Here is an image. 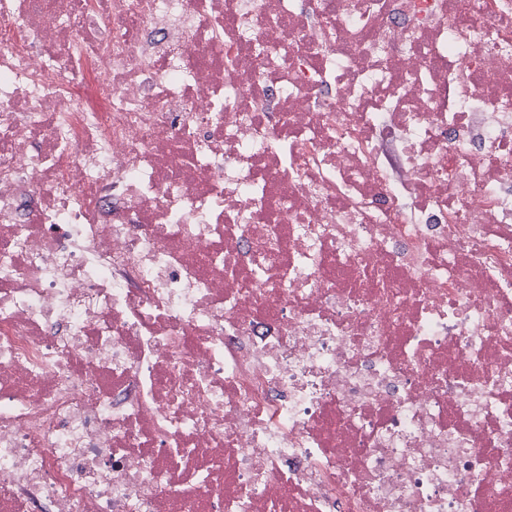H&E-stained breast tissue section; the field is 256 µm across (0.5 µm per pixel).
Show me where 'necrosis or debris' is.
Masks as SVG:
<instances>
[{
    "label": "necrosis or debris",
    "mask_w": 512,
    "mask_h": 512,
    "mask_svg": "<svg viewBox=\"0 0 512 512\" xmlns=\"http://www.w3.org/2000/svg\"><path fill=\"white\" fill-rule=\"evenodd\" d=\"M0 512H512V0H0Z\"/></svg>",
    "instance_id": "4bbe7bcc"
}]
</instances>
